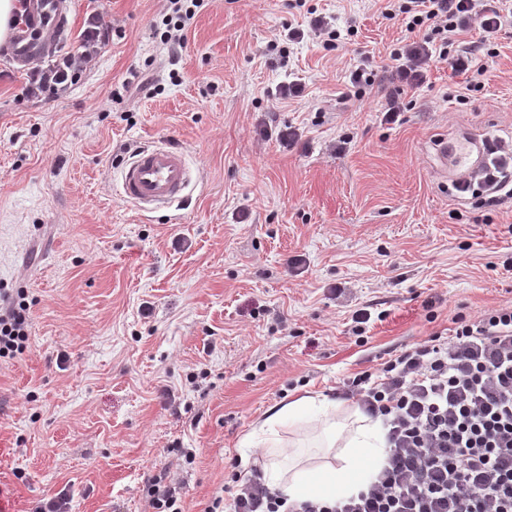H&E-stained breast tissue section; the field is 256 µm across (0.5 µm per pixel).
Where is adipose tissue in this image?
<instances>
[{
  "mask_svg": "<svg viewBox=\"0 0 512 512\" xmlns=\"http://www.w3.org/2000/svg\"><path fill=\"white\" fill-rule=\"evenodd\" d=\"M312 405L323 414L327 431V451L317 463L283 446L277 432L279 426L294 420ZM336 407L335 400L303 396L269 410L249 435V442L267 450L264 472L268 483L287 492L290 499H326L339 492H354L362 481L366 460L380 457L376 422L357 410L345 423L336 424Z\"/></svg>",
  "mask_w": 512,
  "mask_h": 512,
  "instance_id": "ef3b65f1",
  "label": "adipose tissue"
}]
</instances>
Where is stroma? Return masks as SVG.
<instances>
[{"label":"stroma","mask_w":512,"mask_h":512,"mask_svg":"<svg viewBox=\"0 0 512 512\" xmlns=\"http://www.w3.org/2000/svg\"><path fill=\"white\" fill-rule=\"evenodd\" d=\"M69 3L42 64L78 45L89 14L117 35L68 94L26 97L0 47V290L25 291L31 332L0 360V512L60 494L68 512H150L155 478L205 512L233 469L262 466L246 438L270 407L332 396L392 350L512 304V199L457 194L435 151L463 130L512 139V23L479 90L431 67L390 124L377 90L335 107L349 71L384 66L404 35L378 0H313L358 33L285 67L267 53L300 19L285 0H205L175 80L152 28L163 0ZM140 70L161 95L123 90ZM291 76L304 99L273 103ZM161 143L186 153L191 184L147 213L121 197L118 156ZM359 308L372 317L356 336Z\"/></svg>","instance_id":"1"}]
</instances>
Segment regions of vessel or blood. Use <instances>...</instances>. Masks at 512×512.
<instances>
[{"label":"vessel or blood","instance_id":"obj_1","mask_svg":"<svg viewBox=\"0 0 512 512\" xmlns=\"http://www.w3.org/2000/svg\"><path fill=\"white\" fill-rule=\"evenodd\" d=\"M68 0H29L15 36L12 58L25 67L44 53L47 45L68 36ZM438 150L454 183L465 185L471 170L483 161L479 138L473 134L452 141L439 140ZM190 181L185 153L162 145L140 150L121 169L120 195L148 211L181 202Z\"/></svg>","mask_w":512,"mask_h":512}]
</instances>
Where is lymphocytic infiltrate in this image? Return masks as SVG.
<instances>
[{"mask_svg":"<svg viewBox=\"0 0 512 512\" xmlns=\"http://www.w3.org/2000/svg\"><path fill=\"white\" fill-rule=\"evenodd\" d=\"M154 22L169 57L185 43L183 30L204 0H166ZM383 16L399 20L403 40L389 53L385 68L383 119L398 122L414 108L413 93L430 68L445 64L472 74L480 89L484 58L496 53V40L512 18V0H386ZM306 21L285 25L279 35L280 62L294 46L312 41L340 52L351 43L354 26L318 13L307 0H289ZM479 31L476 44L463 43ZM100 14L85 21L78 48L55 65L34 63L27 96H59L112 39ZM30 306L24 294H0V358H16L29 347ZM341 395L355 399L384 438V459L354 493L328 500L288 502L260 474L233 475L231 503L214 499L206 512H512V305L473 321L459 320L448 338L431 339L401 351L377 371L344 381Z\"/></svg>","mask_w":512,"mask_h":512,"instance_id":"lymphocytic-infiltrate-1","label":"lymphocytic infiltrate"}]
</instances>
